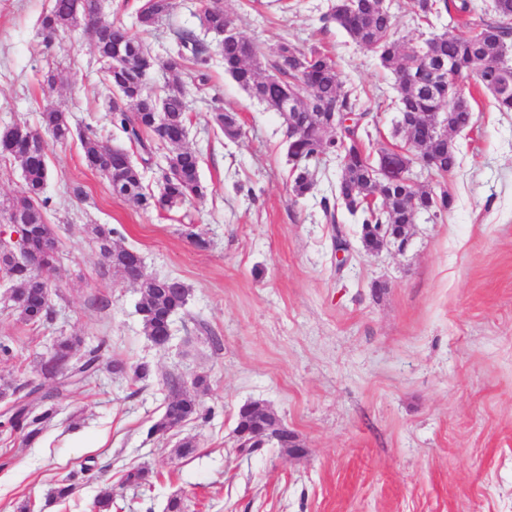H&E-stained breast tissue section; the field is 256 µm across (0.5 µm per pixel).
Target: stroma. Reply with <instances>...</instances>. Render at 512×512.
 <instances>
[{
  "label": "stroma",
  "instance_id": "1",
  "mask_svg": "<svg viewBox=\"0 0 512 512\" xmlns=\"http://www.w3.org/2000/svg\"><path fill=\"white\" fill-rule=\"evenodd\" d=\"M237 30L270 49L281 40L335 54L376 117L374 144L403 145L394 133L393 78L377 56L342 29L322 26L329 0H223ZM492 0H473L465 24L420 25L411 0H390L398 35L476 31ZM52 0H0V128H40L53 105L72 125L124 144L111 121L91 37L83 27L44 47L40 16ZM202 0H173L144 40L167 58L181 36L208 48L217 40L199 22ZM190 109L187 146L201 156L205 199L170 213L145 211L113 195L88 169L79 140L50 145L45 213L60 263L48 272L51 315L31 327L0 303V384L19 394L53 392L55 416L31 444L0 435V512H94L112 493V512H164L181 496L187 512H512V112L498 111L474 80L463 83L474 123L455 139V170L430 180L451 206L415 219L405 251H364L359 217L326 223L322 198H335L339 167L316 174L314 192H291L286 126L250 98L221 65L204 91L182 73ZM243 126L231 140L214 125L213 106ZM118 229L150 277L188 288L173 318L168 348L144 335L141 292L116 274L87 232ZM194 225L200 248L182 233ZM351 245L337 267L336 233ZM88 348L106 341L98 373L85 383L45 377L40 367L56 339ZM152 369L133 376L136 365ZM191 384L212 413L179 436L147 431L162 413L167 376ZM261 401L293 432L303 456L265 446L237 452L239 407ZM195 453L178 457V438ZM150 471L147 484L123 485L125 470ZM74 495L49 503L65 477Z\"/></svg>",
  "mask_w": 512,
  "mask_h": 512
}]
</instances>
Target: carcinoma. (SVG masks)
<instances>
[{
	"label": "carcinoma",
	"mask_w": 512,
	"mask_h": 512,
	"mask_svg": "<svg viewBox=\"0 0 512 512\" xmlns=\"http://www.w3.org/2000/svg\"><path fill=\"white\" fill-rule=\"evenodd\" d=\"M172 8V0H147L138 15V26L146 31ZM495 12L474 35H433L424 42L400 37L394 32L390 8L383 0H334L321 21L342 29L359 46L374 52L380 65L395 78V106L400 120L409 126L403 132L411 147L427 146L434 162L430 173L445 178L454 171L457 156L453 145L458 133L470 127L473 119L469 99L461 95L448 104V87L428 80V61L453 62L457 65V80L472 78L486 90L497 83L512 82V0H495ZM414 19L430 24L432 18L446 14L452 18L471 12L472 0H412ZM97 0H54L52 8L40 19L42 42L52 45L56 37L84 24L92 35L93 45L101 59L112 60V68L104 73L103 81L111 93L109 112L112 123L137 149L140 161L132 159L124 148L108 145L91 133L73 131L66 112L46 109L42 122L52 141L66 143L78 135L86 165L106 177L112 193L135 201L145 210L171 212L185 204L203 199L207 186L201 181L199 154L185 146L188 122L185 91L180 75L186 64L196 72L197 89L203 90L208 81L211 56L194 36L180 38L177 52L165 60L153 55L138 33L115 18L110 22L97 18ZM201 26L215 33L234 29V23L222 5L204 0L199 15ZM220 63L249 97L278 112L283 87L297 91V106L284 115L302 129L300 137L288 145L292 164V193L296 198L307 196L314 189V175L331 158L340 157L337 199L351 215H360L363 228V248L374 252L377 235L391 229L401 234L417 215L436 218L448 211V192L436 193L417 182L422 174L408 170L403 178L388 182L380 180L374 169L372 153L365 148L371 142L374 116L361 103L354 88L346 86L335 57L326 49L313 46L302 50L284 39L278 51L266 54L240 33L224 37L219 46ZM172 76L158 89L146 84V76L155 69ZM355 114L353 124L336 130L329 129L328 113ZM448 113V139L430 126L434 113ZM213 121L225 137L241 136L242 125L237 114L215 108ZM49 142L36 131L22 126V132L12 138H0V157L21 163L24 184L20 194L7 208V223L27 225L30 253L40 267L53 270L57 262V239L45 223L43 208L49 198L43 196L49 170ZM160 158L162 180L159 191L147 193L143 185V169ZM93 232L100 242L103 256L116 273L129 274L132 255L128 249L112 244L114 228L96 226ZM0 271L13 283L14 304L20 319L27 325L38 326L48 319L51 286L37 278L33 268L19 262L9 250H0ZM143 331L153 340L165 331L166 315L185 307L186 286L175 278H154L140 284ZM106 343L84 351L75 357V341H57L53 360L60 372L84 380L100 367ZM171 396L164 413L149 427L148 435L163 436L190 421H205L210 410L204 408L198 391L208 389L207 380L198 376L190 392L174 376L166 378ZM53 395L39 398L42 411L28 402L19 403L6 413L5 422L28 442L40 433L44 423L55 414ZM275 418L261 417L248 407L239 409L236 428H256L271 425Z\"/></svg>",
	"instance_id": "1"
}]
</instances>
